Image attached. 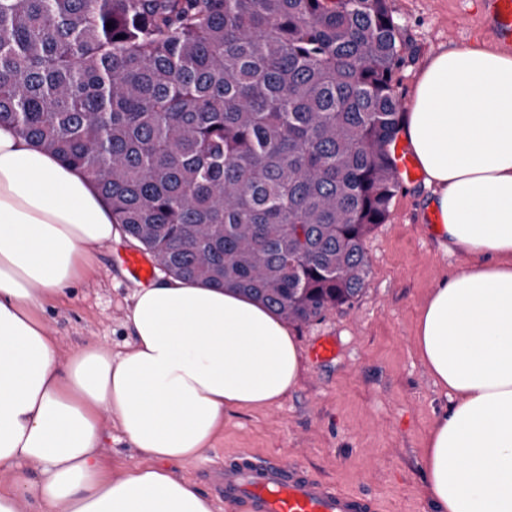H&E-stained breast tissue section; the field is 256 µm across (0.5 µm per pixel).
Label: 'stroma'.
Returning <instances> with one entry per match:
<instances>
[{
    "label": "stroma",
    "mask_w": 512,
    "mask_h": 512,
    "mask_svg": "<svg viewBox=\"0 0 512 512\" xmlns=\"http://www.w3.org/2000/svg\"><path fill=\"white\" fill-rule=\"evenodd\" d=\"M407 42L395 91L409 103L425 58L441 47L467 48L491 36L470 0H389ZM422 185L399 188L388 216L366 242L367 287L352 306L308 325L290 326L301 354L298 380L278 402L225 413L224 429L204 457L179 466L225 512L213 472L241 452L311 471L347 491L378 500L381 512H435L426 493L422 460L426 439L448 404L419 354L415 329L432 288L463 270L466 258L448 252L421 205ZM128 237L91 248L89 268L64 296L48 303L41 320L62 348L102 343L125 351L127 313L138 286L119 257L140 251ZM332 338L339 353L315 361L311 349Z\"/></svg>",
    "instance_id": "stroma-1"
}]
</instances>
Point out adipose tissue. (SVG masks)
I'll list each match as a JSON object with an SVG mask.
<instances>
[{
  "instance_id": "ef3b65f1",
  "label": "adipose tissue",
  "mask_w": 512,
  "mask_h": 512,
  "mask_svg": "<svg viewBox=\"0 0 512 512\" xmlns=\"http://www.w3.org/2000/svg\"><path fill=\"white\" fill-rule=\"evenodd\" d=\"M402 132L424 207L470 266L426 298L417 346L449 405L423 458L437 512H512V54L442 47L420 67ZM84 174L0 126V512H213L176 465L212 449L229 408L285 396L298 347L229 289L162 277L133 295L127 351L61 353L40 318L116 238ZM134 455L106 464L102 412Z\"/></svg>"
}]
</instances>
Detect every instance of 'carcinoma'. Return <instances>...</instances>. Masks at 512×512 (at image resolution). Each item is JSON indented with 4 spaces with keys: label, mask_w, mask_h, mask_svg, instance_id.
Listing matches in <instances>:
<instances>
[{
    "label": "carcinoma",
    "mask_w": 512,
    "mask_h": 512,
    "mask_svg": "<svg viewBox=\"0 0 512 512\" xmlns=\"http://www.w3.org/2000/svg\"><path fill=\"white\" fill-rule=\"evenodd\" d=\"M406 49L388 0H0V125L169 274L307 325L366 288Z\"/></svg>",
    "instance_id": "carcinoma-1"
}]
</instances>
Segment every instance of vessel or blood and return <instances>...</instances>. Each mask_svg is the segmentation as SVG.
<instances>
[{"instance_id": "1", "label": "vessel or blood", "mask_w": 512, "mask_h": 512, "mask_svg": "<svg viewBox=\"0 0 512 512\" xmlns=\"http://www.w3.org/2000/svg\"><path fill=\"white\" fill-rule=\"evenodd\" d=\"M483 22L504 45L512 46V0H478ZM398 179L408 186L423 179L409 146H392ZM215 486L234 512H378L367 496L346 492L311 472L245 454L225 460Z\"/></svg>"}]
</instances>
